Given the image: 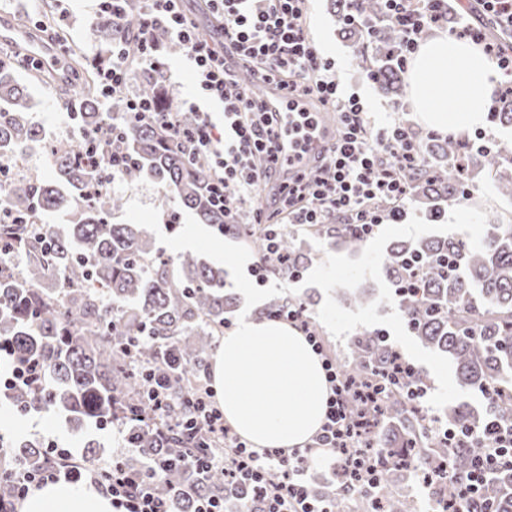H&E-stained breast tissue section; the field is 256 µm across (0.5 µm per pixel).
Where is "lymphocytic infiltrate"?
I'll list each match as a JSON object with an SVG mask.
<instances>
[{
	"mask_svg": "<svg viewBox=\"0 0 512 512\" xmlns=\"http://www.w3.org/2000/svg\"><path fill=\"white\" fill-rule=\"evenodd\" d=\"M136 38L141 58L138 67L128 63L129 36L124 27L127 0H100L96 21H111L114 36L109 62L97 67L103 98L128 87L135 70L159 68L169 43L185 50L186 63L198 78L206 100L224 110L223 126H216L210 113L198 111L193 130H185L176 113L164 110L151 99L127 96L121 112L113 115L114 127L144 120L168 131L177 147L206 161L214 176L211 203L224 212L225 225L246 221L244 205L259 186L279 181L288 190L286 207L258 216L267 225L269 261L256 265L255 274L268 279L271 263L281 262L276 224H320L333 214L346 215L372 234L383 223L400 224L407 218L399 202L407 194L404 176L421 162L410 137L409 127L391 124L371 131L367 110L357 94L345 93L333 63L313 46L304 22L306 0H206L219 23L223 51H216L187 17L183 0H145ZM398 23L408 52L418 47L420 32L444 22L445 0H386ZM254 62L253 75L261 84H276L281 96L291 104L316 98L334 110L338 122L335 137L326 142L318 156L292 163L283 150L284 125L280 113L268 110L264 100L255 98L240 84L234 64ZM387 198L395 206L387 212L373 209L375 200ZM323 368L330 394L325 421L314 438L315 447L336 453L340 467L360 482L375 484L373 460L356 446V420L346 411L350 386L332 359ZM193 423L206 426L210 436L223 439L220 460L197 457L198 470L221 463L224 473L243 485L260 501L261 512H329L323 500L313 496L300 466L302 450L257 452L233 434L222 412L210 397L196 398ZM488 441L479 449L476 467L459 475V512H486L484 466L512 467V430L486 425ZM173 459L162 454L152 457L143 468L130 469L115 462L88 471L69 449L51 448L43 464L34 470L15 467L18 491L14 499L0 500V512H17L32 488L59 479L89 480L112 497L114 512H172L169 500L157 490L158 479L172 466Z\"/></svg>",
	"mask_w": 512,
	"mask_h": 512,
	"instance_id": "1",
	"label": "lymphocytic infiltrate"
}]
</instances>
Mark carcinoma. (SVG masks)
Masks as SVG:
<instances>
[{
	"instance_id": "1",
	"label": "carcinoma",
	"mask_w": 512,
	"mask_h": 512,
	"mask_svg": "<svg viewBox=\"0 0 512 512\" xmlns=\"http://www.w3.org/2000/svg\"><path fill=\"white\" fill-rule=\"evenodd\" d=\"M335 7L344 37L367 41L358 57L361 67L382 94H397L406 47L397 24L385 17V3L360 0V12L380 27L374 41L345 23L344 0H337ZM137 21V13L131 12L127 28L132 60L140 57L134 38ZM60 103L76 114L78 130L111 133L112 113L100 111L99 96L91 88L62 97ZM30 109L28 88L10 63L0 61V156L28 155L40 140L41 129L28 118ZM412 137L424 163L406 174L408 200H425L429 220H439L446 205L464 201L475 173H487L497 190L512 198L511 145L477 151L451 137L416 130ZM114 147L135 158L123 174L128 184L146 176L174 188L172 215L189 209L200 223L224 233V213L208 200L209 167L191 161L160 126L135 123ZM86 155L81 136L62 141L52 148L53 180L20 182L0 195V210L20 218L15 224L0 223V260H25L15 272L0 266V345L9 350L7 363L30 364L49 378L47 386L19 381L6 388L4 398L19 413L62 411L77 428L122 424L136 459L123 452L115 458L129 468L161 449L174 454L176 465L160 478L158 487L166 496L178 489L189 491L174 501L176 512H191L201 496L221 497L233 512H253L260 503L232 493L221 467L205 475L196 472L194 458L216 454L220 443L205 446L203 429L192 432L185 425L189 400L201 389L217 337L232 322L234 301L226 294L224 268L188 253L175 259L161 253L150 256L151 231L112 223L122 197L89 193L94 184L110 178L112 167L105 162L91 166L82 161ZM51 213L69 217L64 233L47 227ZM233 231L263 258V225L239 224ZM302 231L311 240L353 251L366 242L360 226L344 216L307 224ZM279 240L288 263L275 275L289 279L308 263V242L285 228ZM483 245V251L475 252L469 242L452 237L398 242L387 251L383 270L394 285L414 277L415 287L395 296L406 328L427 347L448 354L462 386L486 395L485 414L480 417L459 404L438 417L412 405L407 387L427 386V374L411 367L386 386L371 414L376 430L369 451L384 460L376 488L368 492L331 483L319 487L336 512H346L350 504L357 512H411L402 484L417 477L430 479L427 495L438 499L442 512H456L455 476L471 467L480 444L467 433L476 436L491 421L512 427V224L494 225ZM340 301L359 307L372 298L356 289L343 293ZM287 303L281 296L270 298L258 319L277 320ZM400 356L377 330L363 329L340 359V371L356 379L377 378ZM161 371L169 377L172 403L165 417L153 410L148 397L150 378ZM450 433L455 434L452 447ZM4 445L13 460L31 468L44 461L36 441ZM486 479L491 512H512V469L490 467ZM14 490L15 475L7 466L0 471V500L11 498Z\"/></svg>"
}]
</instances>
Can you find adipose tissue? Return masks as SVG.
I'll use <instances>...</instances> for the list:
<instances>
[{"instance_id":"ef3b65f1","label":"adipose tissue","mask_w":512,"mask_h":512,"mask_svg":"<svg viewBox=\"0 0 512 512\" xmlns=\"http://www.w3.org/2000/svg\"><path fill=\"white\" fill-rule=\"evenodd\" d=\"M506 79L478 46L440 32L409 64V103L423 124L463 135L485 122V105ZM211 377L225 422L256 449L290 451L324 422L329 390L322 360L286 323L241 317L222 340ZM21 512H113L112 498L61 481L34 490Z\"/></svg>"}]
</instances>
